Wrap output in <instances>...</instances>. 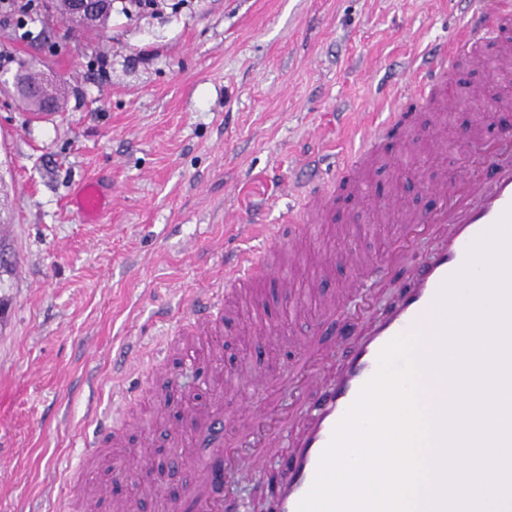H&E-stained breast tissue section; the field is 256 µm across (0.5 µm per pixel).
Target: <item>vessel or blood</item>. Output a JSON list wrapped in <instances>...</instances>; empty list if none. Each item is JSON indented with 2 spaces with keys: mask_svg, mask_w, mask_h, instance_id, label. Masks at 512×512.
Listing matches in <instances>:
<instances>
[{
  "mask_svg": "<svg viewBox=\"0 0 512 512\" xmlns=\"http://www.w3.org/2000/svg\"><path fill=\"white\" fill-rule=\"evenodd\" d=\"M512 22V0H497L488 9L486 0H469L465 12L464 38L454 43L430 45L427 59L410 72L411 90L404 102L375 127L374 140L405 138L417 128L421 113L455 108L454 76L460 59L472 56L482 41L493 39L501 23ZM474 154L478 167L460 172L452 180L427 183L441 205L401 225L385 255L377 261L358 266L356 277L344 295L325 302L328 323L314 327L316 335H325L329 326L352 325V306L362 288H375L396 272L404 254L410 253L415 225L425 223L435 229L437 247L410 271V286L370 321L364 332L354 338L338 339L333 349L313 347L306 358L286 372L287 384L303 394L299 421L304 427L290 455L280 464L278 492L272 512H297L298 504L310 490L321 456L331 441L335 426L357 398L362 387L374 376L378 356L395 337L423 332L433 336L437 325L433 318L441 289L448 278L465 264L471 244L492 228L512 209V131L501 130L496 147L477 145ZM332 193L329 185L305 188L302 206L289 214L298 232L320 222L328 211ZM74 203L86 221H97L111 201L99 185L83 184ZM238 231L253 240L252 248L237 251L224 263V285L189 296L190 317L187 330L193 335L217 334L224 316V300L237 287L274 275L276 269L267 256L284 247L274 226L242 224ZM274 411L247 406L241 411L250 434H263V450L278 447L287 428L271 430ZM186 434L189 445L204 449L205 455L196 487L188 498L172 503V512H224V490L232 484L248 481V471L231 467L242 444L225 441L224 414L219 410H190Z\"/></svg>",
  "mask_w": 512,
  "mask_h": 512,
  "instance_id": "obj_1",
  "label": "vessel or blood"
}]
</instances>
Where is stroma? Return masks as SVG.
<instances>
[{
	"label": "stroma",
	"mask_w": 512,
	"mask_h": 512,
	"mask_svg": "<svg viewBox=\"0 0 512 512\" xmlns=\"http://www.w3.org/2000/svg\"><path fill=\"white\" fill-rule=\"evenodd\" d=\"M45 0L25 14L0 12V83L20 61L36 62L66 104L34 118L0 90V512H52L81 484L112 512H160L155 489L184 496L199 474L195 449L179 464L144 472L146 455L171 447L188 408L224 405L235 436L242 406L296 402L281 376L317 339L310 292L335 295L352 258L382 257L402 223L364 196L399 191L411 212L436 207L428 191L400 190L399 176L455 177L472 150L465 132L492 141L512 120V93L498 109L427 112L405 142L381 146L331 221L314 225L298 254L277 257L290 283H256L224 311L223 336L183 344L184 295L224 273L236 227L277 224L300 204L293 183H339L336 163L365 143L369 115L408 61L451 40L466 0H165L162 10L114 6L102 32L48 21ZM489 44L461 64L454 92L512 85ZM112 196L99 223L68 200L87 180ZM285 320L272 348L250 344L257 314ZM140 347V371L124 352ZM249 370L260 387H236ZM137 390L112 398V381ZM111 414L120 446L98 449L92 413ZM123 483H115L116 472ZM278 460L265 459L234 494L236 512H266Z\"/></svg>",
	"instance_id": "obj_1"
}]
</instances>
